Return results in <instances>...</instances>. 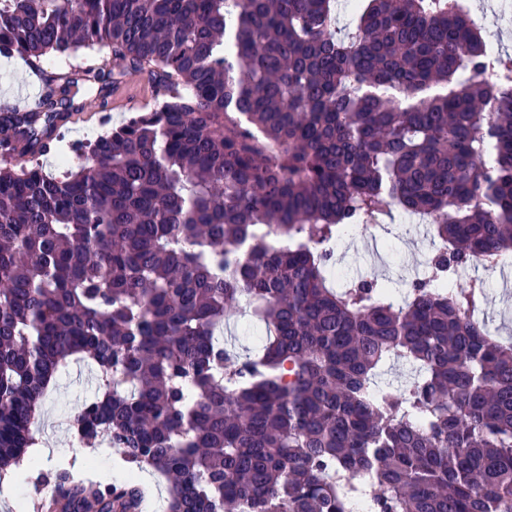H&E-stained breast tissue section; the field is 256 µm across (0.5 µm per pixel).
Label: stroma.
Returning a JSON list of instances; mask_svg holds the SVG:
<instances>
[{"label": "stroma", "mask_w": 512, "mask_h": 512, "mask_svg": "<svg viewBox=\"0 0 512 512\" xmlns=\"http://www.w3.org/2000/svg\"><path fill=\"white\" fill-rule=\"evenodd\" d=\"M114 93L116 99L111 110L106 112L95 93L82 92L84 110L75 114L71 122L62 128L54 150L39 159V165L46 174H62L60 159L70 154L73 145L96 140L123 124L131 114V110L125 106L126 101H135L136 107L140 109L154 103L146 77L139 73L126 74L115 87ZM430 245L428 236L419 233L405 236L395 244L400 253L399 260L395 261L386 249L375 248L371 239L359 238L335 247L333 260L351 277L360 278L376 273L385 279L388 287L399 291L405 288L413 266L426 255ZM469 275L488 279L484 311L494 324L500 326L502 338L511 339L512 301L505 294L504 279L495 274H487L480 265L472 268ZM98 386L96 370L82 362H70L57 373L42 400L40 420L34 432L35 438L46 446L47 454L36 472L18 482L15 495L0 496V512H16L15 505L19 502L25 503L28 512H46L45 501L40 495L42 487L56 484L57 475L63 470L76 479L91 478L88 454H95L104 463H123L124 458L119 449L102 447L91 452L82 447L68 425L69 416L95 394Z\"/></svg>", "instance_id": "obj_1"}]
</instances>
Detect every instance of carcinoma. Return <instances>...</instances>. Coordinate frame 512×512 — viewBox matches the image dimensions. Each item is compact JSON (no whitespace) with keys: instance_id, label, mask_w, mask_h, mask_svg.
Here are the masks:
<instances>
[{"instance_id":"cac0c4a2","label":"carcinoma","mask_w":512,"mask_h":512,"mask_svg":"<svg viewBox=\"0 0 512 512\" xmlns=\"http://www.w3.org/2000/svg\"><path fill=\"white\" fill-rule=\"evenodd\" d=\"M0 0V54L108 47L0 110V155H43L125 73L159 103L62 176L0 168V472L37 445L72 360L102 394L69 417L169 482L167 512H512V343L467 319L512 255V57L453 0ZM397 85L403 102L375 92ZM434 218L424 276L333 285L344 224ZM253 242L239 255L235 247ZM267 339L241 359L233 312ZM396 361L413 382L380 388ZM60 512H140L147 490L61 476Z\"/></svg>"}]
</instances>
